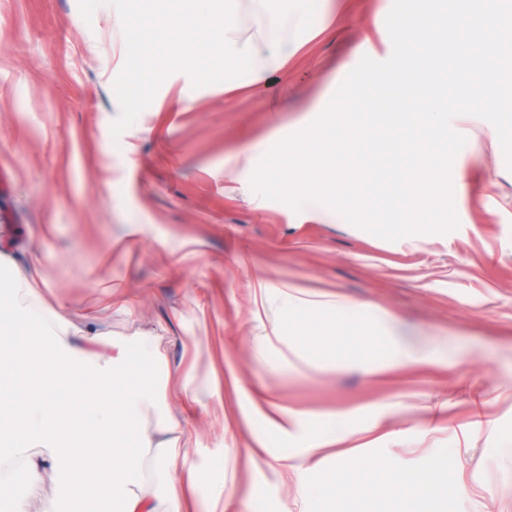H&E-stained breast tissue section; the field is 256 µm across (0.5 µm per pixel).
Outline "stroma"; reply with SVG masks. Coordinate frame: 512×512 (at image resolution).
Here are the masks:
<instances>
[{
	"mask_svg": "<svg viewBox=\"0 0 512 512\" xmlns=\"http://www.w3.org/2000/svg\"><path fill=\"white\" fill-rule=\"evenodd\" d=\"M165 10L200 19L208 0H0V250L35 261L73 314L94 312L120 340L132 325L170 337L165 370L144 385L163 408H187V460L204 512L216 478L250 493V512H512V166L502 148L464 145L458 226L425 238H379L330 208L300 224L286 203L251 186L244 159L315 120L368 56L392 54L361 20L416 14L419 25L461 18L459 0H336L323 28L265 95L224 98L242 72L198 32L200 69L179 62L174 31L131 40L137 18ZM294 284L358 308L345 320L321 306L301 321L281 298ZM132 303L127 315L119 302ZM389 315L385 325L375 310ZM305 335L303 354L291 341ZM430 349L434 363L373 373L385 336ZM297 413L290 433L276 411ZM346 412L361 451L351 466L363 492L348 499L322 470L288 472L277 457L302 455L329 412ZM377 431H370L371 423ZM384 469H408L471 500L393 496ZM86 482L48 469L23 495L29 512H104Z\"/></svg>",
	"mask_w": 512,
	"mask_h": 512,
	"instance_id": "stroma-1",
	"label": "stroma"
}]
</instances>
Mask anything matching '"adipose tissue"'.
Masks as SVG:
<instances>
[{"mask_svg": "<svg viewBox=\"0 0 512 512\" xmlns=\"http://www.w3.org/2000/svg\"><path fill=\"white\" fill-rule=\"evenodd\" d=\"M212 2V17L217 22L209 30L213 43L247 75L243 83L225 81L228 98L242 87L257 85L266 73L286 66L316 36L307 22V0H293L297 33L289 39L273 33L262 12V0ZM461 4L464 15L473 20L465 28L445 20L423 28L412 16L390 23L378 13L370 17L368 26L406 49L424 42L471 44L490 30L501 43L512 45V25L501 22L499 0H461ZM245 11L254 18L247 27L241 24ZM4 267L11 272L17 296L9 301L8 316L0 318V339L22 346L24 354L0 359V395L21 388L29 395L23 404L0 407V431L9 434L7 440L0 441V464L12 465L7 478L0 480V505H6L7 512H28L23 490L39 481L48 461L59 457L68 472L93 475L92 491L119 505L121 512H194L196 475L185 472L184 480L176 478L178 471H185L187 460L179 420L167 413L154 429L140 426L141 419L158 406L160 395L136 382L138 360L165 361L168 337L137 330L124 341L111 344L110 354H103L99 350L103 334L94 313H82L81 325H73L65 307L45 295L36 263L20 265L0 253V268ZM47 322L54 326V342L47 346L33 343L31 331ZM59 373L79 382L71 399L57 398L49 389ZM79 412L85 415L86 431L107 437V444L97 448L75 444L73 418ZM344 419L341 413L323 416L320 427L307 438L304 461L317 467L328 459L330 450L348 437ZM39 448L44 449V456H36ZM144 448L158 452L157 464L167 483L164 495H157L141 481L140 451ZM383 486L394 495L412 487L429 497H468L464 483L451 487L438 478L427 482L411 471H385Z\"/></svg>", "mask_w": 512, "mask_h": 512, "instance_id": "ef3b65f1", "label": "adipose tissue"}]
</instances>
